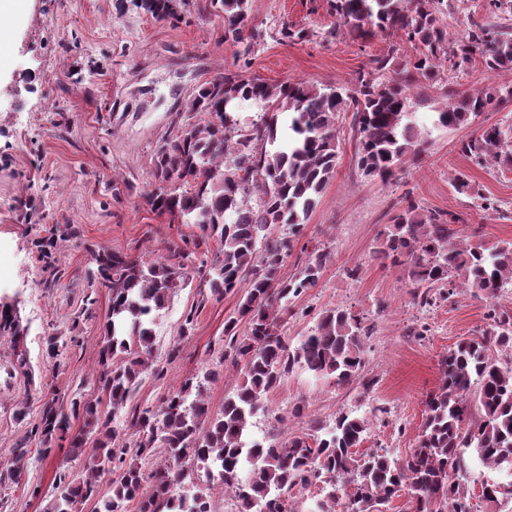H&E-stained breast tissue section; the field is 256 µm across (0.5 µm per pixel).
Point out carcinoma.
Listing matches in <instances>:
<instances>
[{
    "instance_id": "obj_1",
    "label": "carcinoma",
    "mask_w": 512,
    "mask_h": 512,
    "mask_svg": "<svg viewBox=\"0 0 512 512\" xmlns=\"http://www.w3.org/2000/svg\"><path fill=\"white\" fill-rule=\"evenodd\" d=\"M145 13L166 20L176 0H131ZM250 0H206V8L224 16V41L247 58L262 31L249 23ZM340 28L367 38L379 31L408 42L415 55L397 62L394 53L373 56L349 87L303 81L269 85L226 74L202 88L178 134L163 139L153 154L155 188L146 202L158 215L179 224H199L218 238L212 259L206 237L193 248L173 244L154 260L99 248L91 251L88 278L108 291L110 307L99 351L95 384L102 399L71 401V413L83 415V428L71 438L78 452L91 448L77 476L62 469L55 479L50 512H214L209 490L224 488L239 512H297L291 501L308 495L307 512H335L336 493L347 494L346 512H386L402 491L412 512H473L475 492L462 482L465 453L500 475L481 483L480 500L489 512L512 502V311L496 304L512 287V242L466 244L456 225L461 214L428 210L404 194L403 205L379 233L377 255L407 271L414 304L431 306L465 289L486 302L488 326L463 338L440 359V381L424 401L425 418L418 443L399 463L379 451L359 452L369 420L341 413L333 426L318 417L307 432L287 439H259L253 417L285 378L302 369L335 387L358 385L372 391L377 379L365 372V345L374 325L342 307L326 309L308 335L292 347L284 336L292 300L318 285L331 252L312 250L297 273L280 272L300 239L308 216L318 207L336 172L340 114L352 113L356 166L360 175L388 185L423 160V132L416 116L415 90L438 86L444 105L433 112V126L457 129L483 112L512 101V0H482L485 15L471 19L460 38L448 36V0H329ZM481 59L494 81L458 95L453 79ZM252 101L260 118L243 124L238 106ZM288 114V138L279 136V120ZM461 154L475 164L512 169V124L479 129L459 142ZM456 193L480 200L482 210L498 209L467 178L456 176ZM51 269L54 242L35 243ZM206 279L210 295L221 300L240 294L237 316L224 324L228 338L220 361L240 367L242 379L212 412L205 385L219 375L208 365L183 380L157 405L137 406L126 424L116 423L151 371L164 375L154 356V326L172 293L194 274ZM246 334L238 339L240 323ZM0 335L20 338L13 309L0 307ZM57 334L44 337L45 354L61 365L68 343ZM27 403L15 411L28 437L51 451L57 435L69 429V414L56 399L42 405L41 419L28 420ZM26 444L0 470V486L21 483ZM159 454L166 464L150 470ZM112 495L98 497L103 477ZM319 488V494L311 488ZM134 503L136 510H128Z\"/></svg>"
}]
</instances>
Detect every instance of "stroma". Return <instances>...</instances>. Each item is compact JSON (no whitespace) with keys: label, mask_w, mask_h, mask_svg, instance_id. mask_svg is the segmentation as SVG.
<instances>
[{"label":"stroma","mask_w":512,"mask_h":512,"mask_svg":"<svg viewBox=\"0 0 512 512\" xmlns=\"http://www.w3.org/2000/svg\"><path fill=\"white\" fill-rule=\"evenodd\" d=\"M204 0H181L178 16L156 20L131 0H22L17 14L0 24V302L17 307L24 329L19 342L0 336V463L10 464L24 430L13 413L27 402L38 421L45 399L97 398L96 368L109 306L106 289L86 279L88 247H105L153 258L172 243L194 239L195 224H173L145 202L155 187V147L176 134L190 101L204 84L234 72L269 84L302 80L319 85L353 84L370 56L409 44L381 33L367 39L342 33L324 39L333 17L328 0H251L250 21L265 34L254 53L235 60L224 43V19L204 10ZM306 29L301 42H282V24ZM351 114H342L340 159L302 240L328 246L331 259L317 287L295 299L285 323L289 344H297L326 309L344 306L363 314L375 330L367 342L366 370L378 383L362 393L356 386L331 387L294 370L253 419L260 438L285 439L305 432L292 417L296 403L333 422L342 412L368 414L364 450L386 449L405 461L417 444L423 400L439 378V360L460 339L487 326L485 304L460 291L436 305L414 306L404 270L375 258L376 238L405 192L430 209L460 213L461 238L486 243L512 241V171L473 164L459 153L460 140L481 127L512 123V106L485 112L466 127L430 130L424 159L401 182L387 186L356 173ZM465 175L485 196L497 199L489 215L456 194L455 175ZM77 224L80 242L58 243L53 257L59 274L54 287L34 247L55 226ZM359 267L358 278L348 268ZM91 313H83L86 298ZM195 311L191 336L180 337L187 311ZM237 313V298L212 299L207 284L193 278L178 289L155 326L154 354L164 376H144L133 401L159 404L169 389L195 375L221 354L225 320ZM424 323L427 336L411 335ZM77 326L81 343L72 347L61 370L49 367L43 337ZM26 368H18L16 349ZM68 439L54 443L49 457L31 451L17 487L0 489V512H50L51 483L69 460Z\"/></svg>","instance_id":"35a3bbf8"}]
</instances>
